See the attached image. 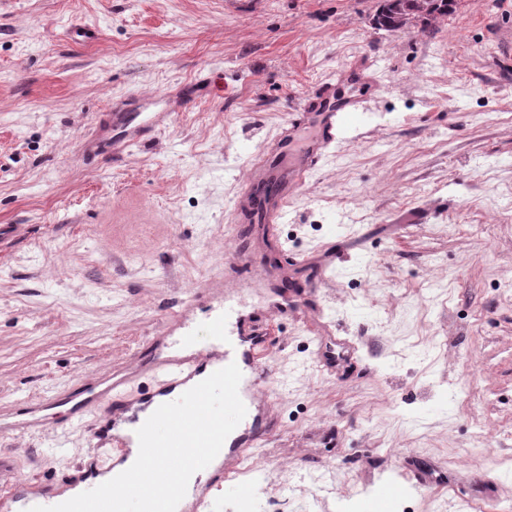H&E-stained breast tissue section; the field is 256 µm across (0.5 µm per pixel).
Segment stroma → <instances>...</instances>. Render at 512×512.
Returning <instances> with one entry per match:
<instances>
[{
  "label": "stroma",
  "mask_w": 512,
  "mask_h": 512,
  "mask_svg": "<svg viewBox=\"0 0 512 512\" xmlns=\"http://www.w3.org/2000/svg\"><path fill=\"white\" fill-rule=\"evenodd\" d=\"M375 9L0 0V504L13 478L80 461L45 398L131 370L150 337L203 333L233 288L288 386L214 512H349L385 480L397 512L512 506V0H459L434 32L375 28ZM361 58L375 85L336 92L368 97L374 124L278 223H242L244 177L286 113ZM128 104L171 119L116 159ZM278 287L305 316L273 315ZM39 411V433H11Z\"/></svg>",
  "instance_id": "stroma-1"
}]
</instances>
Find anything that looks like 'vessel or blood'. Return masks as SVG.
<instances>
[{
	"mask_svg": "<svg viewBox=\"0 0 512 512\" xmlns=\"http://www.w3.org/2000/svg\"><path fill=\"white\" fill-rule=\"evenodd\" d=\"M166 118L163 112L146 120L136 112L113 113V156H120L144 131L163 126ZM367 121L362 99L336 97L331 86H323L307 97L287 115L279 138L246 178L242 203L245 213L257 222L276 223L292 192L304 185L340 139L358 134ZM307 123L316 132L304 138L299 130ZM235 298V291H225L224 311L209 322L207 336L187 337V344L194 347L192 355L154 356L143 365L138 376L112 377L101 391L87 388L79 381L74 383L67 397L72 411L61 434L83 440L85 452L81 467L106 470L129 451L130 443L124 436L107 433L100 423L85 421V414L97 411L99 398L108 399L113 421L134 423L138 420V406L157 400L164 403L176 400L199 375L204 363L215 360L223 367L237 364L242 372L239 394L247 409L240 423L241 432L231 443L223 445L217 456L219 465L208 472L206 481L196 483L187 493L191 500L188 512H209L212 482L229 480L235 464L262 447L270 437L272 430L263 424L260 412L279 383L269 352V336L257 332L249 316L233 308ZM400 494L397 483H380L366 512H394Z\"/></svg>",
	"mask_w": 512,
	"mask_h": 512,
	"instance_id": "vessel-or-blood-1",
	"label": "vessel or blood"
}]
</instances>
